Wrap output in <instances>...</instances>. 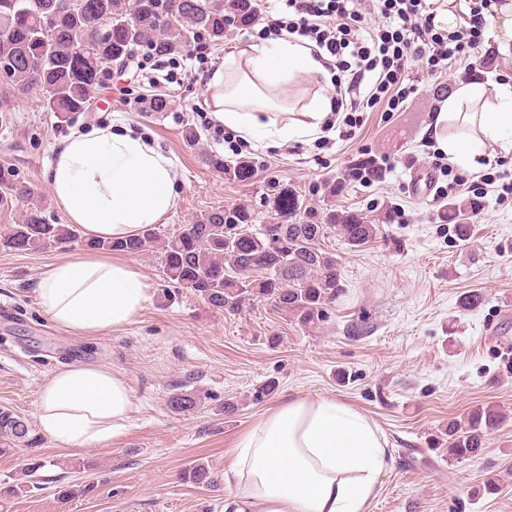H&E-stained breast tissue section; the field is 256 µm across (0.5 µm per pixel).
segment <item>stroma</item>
I'll return each mask as SVG.
<instances>
[{
  "mask_svg": "<svg viewBox=\"0 0 512 512\" xmlns=\"http://www.w3.org/2000/svg\"><path fill=\"white\" fill-rule=\"evenodd\" d=\"M185 54L165 60L170 83L149 85L144 71L105 69L96 95L108 109L88 106L70 123H58L43 107L39 91L17 94L0 80V99L11 114L0 125V165L11 166L46 204L53 223H65L47 182L52 148L76 126L127 123L153 135L180 174L174 211L157 224L160 238L175 235L202 211L252 204L257 223H292L278 210L277 193L290 191L305 205L325 209L324 185L344 181L337 208L358 212L379 225L371 242L351 249L338 234L320 240L335 254L344 291L327 305L323 321L301 325L270 303L241 310L211 311L190 291L162 273L158 249L132 256L148 284V301L135 323L92 339L68 335L41 310L35 292L45 266L69 250L0 251V407L33 418L42 382L75 362L104 365L125 376L136 410L111 443L73 451L44 442L37 451L19 448L0 456V512H224L227 486L210 491L183 483L181 471L196 461L221 473L234 460L249 430L280 396L329 398L372 420L391 454L368 512H512V359L502 358L499 337L512 339V197L500 199L481 175L495 166L512 173V153L485 157L482 173H462L437 155L427 127L456 82L463 64L428 75L421 63L411 72L415 94L399 111L378 105L365 113L355 139L298 142L282 147L252 144L248 179L231 171L238 160L226 133L203 130L207 97L204 75L192 76ZM169 101L155 112V95ZM197 131L188 143L187 128ZM223 156L227 172L209 167L206 154ZM371 158L383 169L369 182L346 181L350 167ZM427 174L436 190L466 175L481 211L472 235L461 240L443 213L448 200L408 190L413 169ZM468 293L485 303L465 311ZM275 381L274 394L256 399ZM186 390L199 400L194 412L177 414L170 393ZM236 411L228 415L225 403ZM478 405H492L507 419L474 459L448 458L449 421L463 420ZM37 454L41 469L18 476L19 464ZM95 470L77 469L79 461ZM496 476L493 493L483 489ZM94 482L92 493L68 501L60 491Z\"/></svg>",
  "mask_w": 512,
  "mask_h": 512,
  "instance_id": "1",
  "label": "stroma"
}]
</instances>
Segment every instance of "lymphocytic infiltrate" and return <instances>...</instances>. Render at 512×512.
I'll use <instances>...</instances> for the list:
<instances>
[{
	"mask_svg": "<svg viewBox=\"0 0 512 512\" xmlns=\"http://www.w3.org/2000/svg\"><path fill=\"white\" fill-rule=\"evenodd\" d=\"M277 10H265L259 21L263 36L295 34L325 52L334 86V109L328 123L340 138H355L368 108L386 102L389 111L415 93L408 72L412 61L425 62L431 74L477 49L486 26L491 0L471 7L469 24L453 33L432 24L430 0H281ZM385 18V25L361 35L357 25L364 11Z\"/></svg>",
	"mask_w": 512,
	"mask_h": 512,
	"instance_id": "f902f5d3",
	"label": "lymphocytic infiltrate"
}]
</instances>
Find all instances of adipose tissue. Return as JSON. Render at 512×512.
<instances>
[{
  "label": "adipose tissue",
  "mask_w": 512,
  "mask_h": 512,
  "mask_svg": "<svg viewBox=\"0 0 512 512\" xmlns=\"http://www.w3.org/2000/svg\"><path fill=\"white\" fill-rule=\"evenodd\" d=\"M487 48L512 53V0H495ZM331 75L306 41L287 35L225 54L206 82L205 107L244 140L281 147L317 140L332 115ZM432 136L449 162L481 169L486 145L512 151V75L457 83L433 116ZM56 206L89 239H126L160 223L177 204L175 162L154 141L108 124L72 130L47 168ZM39 306L67 333L91 337L132 324L148 299L131 263L75 254L45 267ZM134 411L127 379L106 366L73 363L42 384L38 432L57 447L110 443ZM375 423L327 398L281 397L247 434L224 472V512H367L388 466Z\"/></svg>",
  "instance_id": "adipose-tissue-1"
}]
</instances>
